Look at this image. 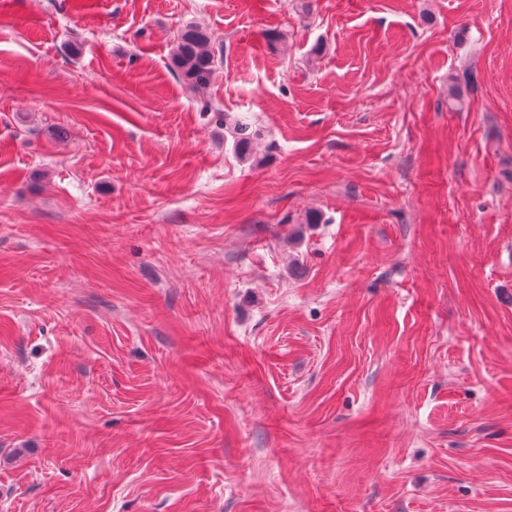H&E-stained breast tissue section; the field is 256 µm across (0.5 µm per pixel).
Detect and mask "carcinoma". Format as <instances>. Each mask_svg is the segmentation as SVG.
<instances>
[{
	"label": "carcinoma",
	"mask_w": 512,
	"mask_h": 512,
	"mask_svg": "<svg viewBox=\"0 0 512 512\" xmlns=\"http://www.w3.org/2000/svg\"><path fill=\"white\" fill-rule=\"evenodd\" d=\"M216 63L215 50L206 30L196 25H187L178 32L170 56V68L194 90L200 92L210 86ZM203 111L212 113L224 125L225 132L231 136L241 156L251 154L256 137L251 124L213 106L209 101L204 102Z\"/></svg>",
	"instance_id": "carcinoma-1"
}]
</instances>
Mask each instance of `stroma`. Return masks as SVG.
Segmentation results:
<instances>
[{
    "label": "stroma",
    "instance_id": "stroma-1",
    "mask_svg": "<svg viewBox=\"0 0 512 512\" xmlns=\"http://www.w3.org/2000/svg\"><path fill=\"white\" fill-rule=\"evenodd\" d=\"M0 512H512V0H0ZM216 63L215 50L206 30L187 25L178 32L170 56V68L195 91L200 92L210 86ZM202 110L206 113H213V116L224 125L225 132L231 136L236 150L242 157H247L251 154L256 131L252 130L250 123L245 122L238 116L214 107L209 101L204 102Z\"/></svg>",
    "mask_w": 512,
    "mask_h": 512
}]
</instances>
